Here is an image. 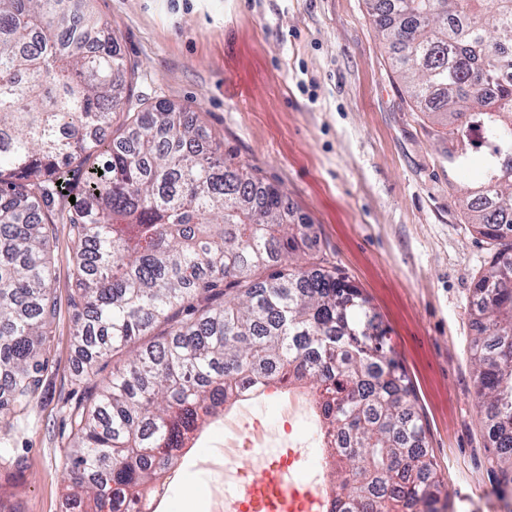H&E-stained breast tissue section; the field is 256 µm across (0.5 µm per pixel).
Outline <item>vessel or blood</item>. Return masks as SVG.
I'll return each instance as SVG.
<instances>
[{
  "mask_svg": "<svg viewBox=\"0 0 512 512\" xmlns=\"http://www.w3.org/2000/svg\"><path fill=\"white\" fill-rule=\"evenodd\" d=\"M312 456L311 449L297 453L285 447L272 458L264 445H257L250 458L226 474L236 489L225 496L224 512H323L320 489L303 473Z\"/></svg>",
  "mask_w": 512,
  "mask_h": 512,
  "instance_id": "obj_1",
  "label": "vessel or blood"
}]
</instances>
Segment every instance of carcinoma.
I'll return each instance as SVG.
<instances>
[{
  "instance_id": "carcinoma-1",
  "label": "carcinoma",
  "mask_w": 512,
  "mask_h": 512,
  "mask_svg": "<svg viewBox=\"0 0 512 512\" xmlns=\"http://www.w3.org/2000/svg\"><path fill=\"white\" fill-rule=\"evenodd\" d=\"M91 0H0V421L36 398L52 231L68 191L77 347L95 393L69 414L76 512H119L178 464L219 409L288 377L318 392L339 457L329 512H438L447 494L414 392L368 298L311 256L313 225L248 168L199 148L190 112H128L127 66ZM415 107L456 144L448 170L477 232L500 248L474 288L478 398L512 482V0H367ZM479 124L491 140L469 141ZM102 162H97V159ZM123 358L98 381L94 367ZM405 465L394 468L391 462Z\"/></svg>"
}]
</instances>
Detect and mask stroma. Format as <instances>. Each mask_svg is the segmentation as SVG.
<instances>
[{
    "instance_id": "stroma-1",
    "label": "stroma",
    "mask_w": 512,
    "mask_h": 512,
    "mask_svg": "<svg viewBox=\"0 0 512 512\" xmlns=\"http://www.w3.org/2000/svg\"><path fill=\"white\" fill-rule=\"evenodd\" d=\"M119 39L130 101L194 113L200 145L278 188L319 255L369 297L405 369L450 495L444 512H512L499 480L474 368L472 291L497 248L468 224L448 173V140L414 109L366 0H91ZM69 197L53 223L47 366L32 405L0 426V512H66L69 413L90 386L76 373ZM220 424L186 445L162 512H206L217 476L194 467Z\"/></svg>"
}]
</instances>
